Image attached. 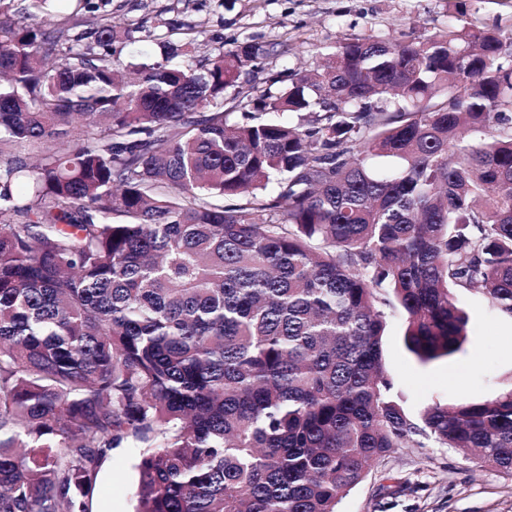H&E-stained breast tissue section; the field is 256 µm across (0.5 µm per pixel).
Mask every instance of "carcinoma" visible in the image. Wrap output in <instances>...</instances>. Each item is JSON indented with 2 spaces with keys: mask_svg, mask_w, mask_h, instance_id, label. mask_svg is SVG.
<instances>
[{
  "mask_svg": "<svg viewBox=\"0 0 512 512\" xmlns=\"http://www.w3.org/2000/svg\"><path fill=\"white\" fill-rule=\"evenodd\" d=\"M46 2L0 0V512H90L120 447L135 512H337L425 440L512 473V387L414 419L382 349L393 304L424 365L454 291L512 317V37L345 38L274 93L282 43L127 63Z\"/></svg>",
  "mask_w": 512,
  "mask_h": 512,
  "instance_id": "1",
  "label": "carcinoma"
}]
</instances>
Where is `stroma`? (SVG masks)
Returning a JSON list of instances; mask_svg holds the SVG:
<instances>
[{
  "instance_id": "obj_1",
  "label": "stroma",
  "mask_w": 512,
  "mask_h": 512,
  "mask_svg": "<svg viewBox=\"0 0 512 512\" xmlns=\"http://www.w3.org/2000/svg\"><path fill=\"white\" fill-rule=\"evenodd\" d=\"M101 12L132 28L125 49L137 55L148 30L167 22L175 35L198 33L196 57L253 38L283 42L284 57L264 63L286 75L309 69L318 53L358 35H427L448 23L512 33V0H95ZM470 341L454 356L420 364L403 344L404 315L388 309L383 360L397 400L417 416L427 404L482 399L512 386V317L491 312L481 295L462 298ZM138 449L118 448L102 464L91 512H133ZM337 512H512V475L478 467L454 448H397L378 462Z\"/></svg>"
}]
</instances>
